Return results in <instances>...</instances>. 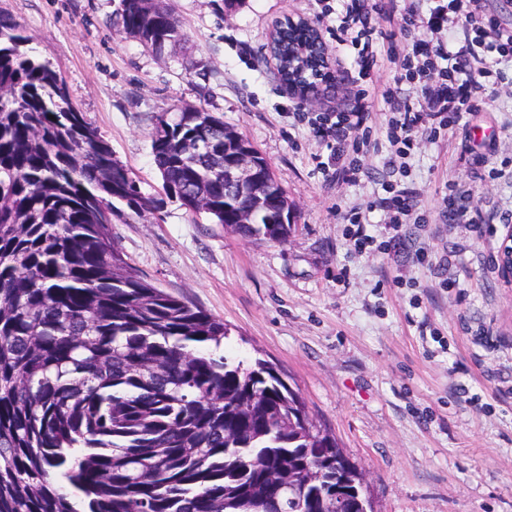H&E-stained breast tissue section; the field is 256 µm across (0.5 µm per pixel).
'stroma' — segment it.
<instances>
[{"instance_id":"stroma-1","label":"stroma","mask_w":512,"mask_h":512,"mask_svg":"<svg viewBox=\"0 0 512 512\" xmlns=\"http://www.w3.org/2000/svg\"><path fill=\"white\" fill-rule=\"evenodd\" d=\"M336 0H172L185 39L155 56L117 25L119 0H0L37 55L64 80L149 198L161 192L156 121L205 108L251 142L294 204L287 242L244 238L180 203L113 218L119 250L152 286L223 319L230 348L276 366L368 475L375 512H512V286L499 277L503 227L442 236L409 225L406 244L429 261L355 247L341 219L384 197L382 178L325 180L322 146L290 115L298 94L277 77L268 43L292 17L326 34ZM332 72L358 87L395 88L392 64L359 78L354 47L325 42ZM512 159V87L421 142L406 181L426 208L444 205L476 155Z\"/></svg>"}]
</instances>
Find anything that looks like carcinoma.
<instances>
[{
	"label": "carcinoma",
	"mask_w": 512,
	"mask_h": 512,
	"mask_svg": "<svg viewBox=\"0 0 512 512\" xmlns=\"http://www.w3.org/2000/svg\"><path fill=\"white\" fill-rule=\"evenodd\" d=\"M123 32L161 55L184 39L171 0H120ZM276 33L279 79L291 45ZM0 14V512H364L369 488L268 361L220 352L224 321L142 279L112 217L147 198L50 61ZM250 142L202 107L157 118L162 190L248 239L288 196L270 164L244 191L224 159Z\"/></svg>",
	"instance_id": "1"
}]
</instances>
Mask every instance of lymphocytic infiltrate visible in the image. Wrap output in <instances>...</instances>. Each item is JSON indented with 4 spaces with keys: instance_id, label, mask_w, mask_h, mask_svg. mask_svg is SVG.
Instances as JSON below:
<instances>
[{
    "instance_id": "f902f5d3",
    "label": "lymphocytic infiltrate",
    "mask_w": 512,
    "mask_h": 512,
    "mask_svg": "<svg viewBox=\"0 0 512 512\" xmlns=\"http://www.w3.org/2000/svg\"><path fill=\"white\" fill-rule=\"evenodd\" d=\"M427 9L416 7L414 0H338L336 23L329 29L337 43L358 45L354 60L359 76L370 75L378 65L376 45L386 43V56L400 65L411 84L408 94L397 96L385 92L389 104L390 152L384 168H394L406 159L420 136L438 139L441 131L459 124L464 111L479 109L483 102L494 100L499 86L511 81L500 65L512 59V31L501 28L486 15L481 0H426ZM387 22H401L403 38L392 31L376 29L374 15ZM375 106L367 93H356L346 111L321 112L316 115L297 113L299 122L327 149L326 160L318 169L336 179L357 181L365 170L361 153L376 149L368 124ZM476 185L463 187L448 184V219L481 231L487 219L474 202ZM421 192L407 185L392 190L379 207L383 222L392 232L388 249L402 248L404 224H429L432 214L419 208Z\"/></svg>"
}]
</instances>
